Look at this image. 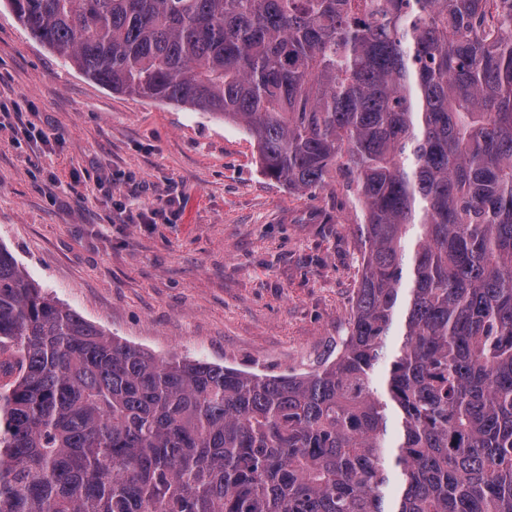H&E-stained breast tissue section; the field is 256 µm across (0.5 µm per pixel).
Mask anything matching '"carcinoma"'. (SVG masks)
Returning <instances> with one entry per match:
<instances>
[{
    "instance_id": "carcinoma-1",
    "label": "carcinoma",
    "mask_w": 512,
    "mask_h": 512,
    "mask_svg": "<svg viewBox=\"0 0 512 512\" xmlns=\"http://www.w3.org/2000/svg\"><path fill=\"white\" fill-rule=\"evenodd\" d=\"M7 4L353 191L364 251L336 358L277 377L111 337L0 246V512H512V0Z\"/></svg>"
}]
</instances>
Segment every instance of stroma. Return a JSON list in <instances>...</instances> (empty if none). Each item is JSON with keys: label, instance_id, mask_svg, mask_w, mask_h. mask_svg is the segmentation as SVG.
<instances>
[{"label": "stroma", "instance_id": "obj_1", "mask_svg": "<svg viewBox=\"0 0 512 512\" xmlns=\"http://www.w3.org/2000/svg\"><path fill=\"white\" fill-rule=\"evenodd\" d=\"M0 245L108 335L162 359L288 376L334 358L361 275L351 197L261 174L239 126L118 94L0 0ZM182 205L125 224L169 193Z\"/></svg>", "mask_w": 512, "mask_h": 512}]
</instances>
